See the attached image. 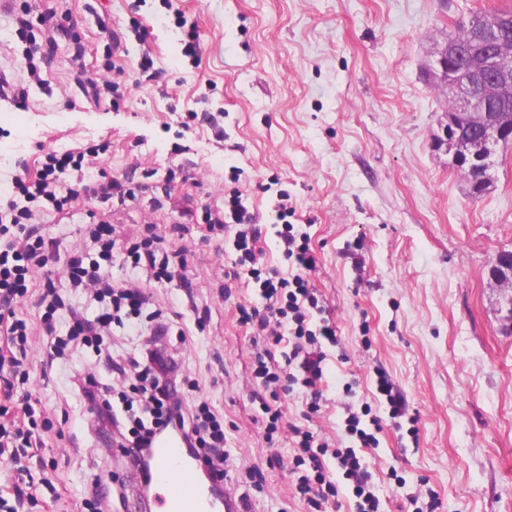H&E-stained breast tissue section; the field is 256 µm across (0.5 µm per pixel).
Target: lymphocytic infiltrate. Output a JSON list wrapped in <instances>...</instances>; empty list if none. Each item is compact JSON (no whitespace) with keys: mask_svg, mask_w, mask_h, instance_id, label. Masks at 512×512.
<instances>
[{"mask_svg":"<svg viewBox=\"0 0 512 512\" xmlns=\"http://www.w3.org/2000/svg\"><path fill=\"white\" fill-rule=\"evenodd\" d=\"M99 145L88 143L64 153H46L36 179L17 174L11 179L14 198L6 211H0V456L9 455L18 471L32 446L38 427L36 410L29 400L14 396V377L28 378L27 350L35 335L50 337L43 369L53 367L66 350L89 348L94 366L74 373L72 387L89 403L99 404L94 427L98 438L112 443L121 437V452L132 466H139L142 446L169 427H176L195 457L201 474L223 479L229 467L224 414L205 400L199 379L183 370V358L172 344L170 327L161 310H149V297L142 284L117 282L111 276L114 249L124 251L130 265L145 277L144 282L161 283L192 292L187 276L186 248H167L165 236L155 225L125 229L112 224L87 227V243L71 256L63 277L49 273L46 241L34 222L32 203L43 200L54 213L71 209L79 196L76 183L85 169L97 163ZM278 223L274 234L286 267L269 265L258 247L252 229L253 217L238 190L224 196V203L206 210V228L216 238H231L236 259L222 266L218 275L223 283L219 295L232 286L253 283L263 299L262 306L242 305L237 321L251 328L255 340L264 344L255 353L246 379L249 388L269 392L273 402L264 405L267 416L265 435L273 437L289 431L294 448L289 458L270 449L268 464H287L296 480L291 484L294 497L309 512H326L339 496L338 480H345L351 494L352 512H379L373 474L359 454L360 448L379 444V417L363 420L348 412L345 432L354 446L336 447L330 438L308 427L288 423L280 395L300 386L307 390L309 414L321 409L327 354L323 342H336V328L327 319H314L319 299L309 286L308 271L316 258L306 233L288 223V195L280 193L273 205ZM82 290L97 304V311L67 303L64 289ZM37 290L43 313L39 326L17 317L15 308L30 290ZM141 333L137 355L126 359L113 355L108 337L113 330ZM112 375L133 376L129 391L121 393L118 404L103 401L100 370Z\"/></svg>","mask_w":512,"mask_h":512,"instance_id":"obj_1","label":"lymphocytic infiltrate"}]
</instances>
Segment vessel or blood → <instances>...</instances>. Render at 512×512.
Masks as SVG:
<instances>
[{"instance_id": "obj_1", "label": "vessel or blood", "mask_w": 512, "mask_h": 512, "mask_svg": "<svg viewBox=\"0 0 512 512\" xmlns=\"http://www.w3.org/2000/svg\"><path fill=\"white\" fill-rule=\"evenodd\" d=\"M151 498L156 512H246L233 497L212 498L208 484L198 476L196 463L188 456L180 438L160 439L153 450Z\"/></svg>"}]
</instances>
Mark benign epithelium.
I'll return each instance as SVG.
<instances>
[{
    "label": "benign epithelium",
    "mask_w": 512,
    "mask_h": 512,
    "mask_svg": "<svg viewBox=\"0 0 512 512\" xmlns=\"http://www.w3.org/2000/svg\"><path fill=\"white\" fill-rule=\"evenodd\" d=\"M504 17H495L490 12L473 15L470 25L477 31L488 34L498 30ZM464 49L448 42L435 60V69L446 72L456 64ZM454 93L452 109L448 111V122L443 127V143L451 149L453 164L468 170H481L482 165L502 144L512 143V114L493 112L488 106V97L512 96V42L496 41V47L486 53L482 72L464 82L451 85ZM466 122L481 129L477 140H464L460 136V124ZM493 278L512 288V252L501 253Z\"/></svg>",
    "instance_id": "1"
}]
</instances>
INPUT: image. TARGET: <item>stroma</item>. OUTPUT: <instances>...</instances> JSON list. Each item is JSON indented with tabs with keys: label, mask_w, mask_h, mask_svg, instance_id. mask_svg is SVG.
Returning <instances> with one entry per match:
<instances>
[{
	"label": "stroma",
	"mask_w": 512,
	"mask_h": 512,
	"mask_svg": "<svg viewBox=\"0 0 512 512\" xmlns=\"http://www.w3.org/2000/svg\"><path fill=\"white\" fill-rule=\"evenodd\" d=\"M27 5L66 14L67 34L50 45L35 24L20 38L15 17ZM493 9L512 10V0H0V189L15 172L35 173L46 150L89 141L107 151L84 184L104 174L133 182L125 205L82 196L70 213L41 217L57 242V277L85 225H187L188 276L212 321L181 353L224 413L237 469L265 462L266 416L239 385L255 347L236 309L254 292L218 299L215 268L227 256L201 215L238 188L263 227L266 261L280 266L271 203L284 190L338 338L312 427L352 446L342 403L352 384L353 408L370 406L383 424L378 447L363 451L383 512L420 492L436 495L440 512H512V331L499 312L505 288L490 277L512 251V144L495 153L491 189L472 196L437 143L453 94L429 76L449 31ZM33 43L44 55L37 81L25 60ZM145 60L156 80L139 81ZM81 67L124 87L119 106L84 97ZM90 361L73 355L19 388L53 424L39 450L51 472H0L5 497L12 483L51 476L58 500L41 490L30 512H88V485L125 480L119 448L92 442V406L67 382ZM380 373L417 416V436L392 428ZM264 475L252 512H307L288 492L287 468Z\"/></svg>",
	"instance_id": "stroma-1"
}]
</instances>
